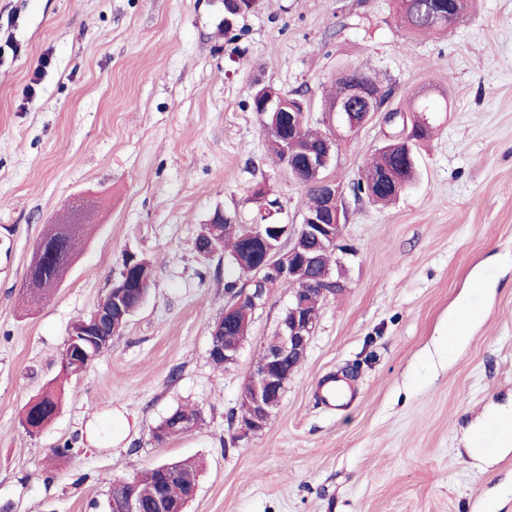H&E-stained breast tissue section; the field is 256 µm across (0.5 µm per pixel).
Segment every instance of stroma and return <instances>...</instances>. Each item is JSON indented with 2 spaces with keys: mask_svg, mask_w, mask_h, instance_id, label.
Returning a JSON list of instances; mask_svg holds the SVG:
<instances>
[{
  "mask_svg": "<svg viewBox=\"0 0 512 512\" xmlns=\"http://www.w3.org/2000/svg\"><path fill=\"white\" fill-rule=\"evenodd\" d=\"M441 35L411 33L394 0H259L224 30V0H0V512H108L116 476L196 458L188 512H512V450L474 457L472 435L512 412V0H472ZM376 71L389 107L421 87L434 137L391 204L355 196L385 139L383 114L340 139L328 168L344 192V290L322 305L307 356L258 436L227 447L249 373L290 300L272 289L235 363L208 358L229 300V258L202 259L215 211L300 224L305 189L266 154L255 84L311 104L320 127L337 72ZM95 203L49 301L21 305L46 224ZM153 283L123 335L58 380L72 322L106 296L121 257ZM483 309L449 347L448 315ZM344 376L342 405L321 400ZM60 386L49 427L22 407ZM190 433L156 440L177 406ZM71 444V456L52 450Z\"/></svg>",
  "mask_w": 512,
  "mask_h": 512,
  "instance_id": "1",
  "label": "stroma"
}]
</instances>
